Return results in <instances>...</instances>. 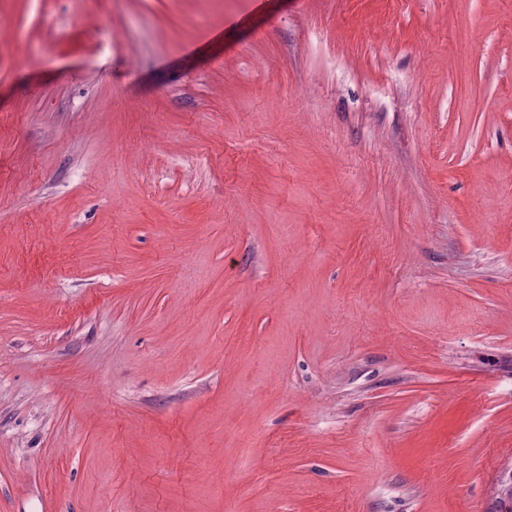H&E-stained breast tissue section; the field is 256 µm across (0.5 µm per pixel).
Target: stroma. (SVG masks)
I'll use <instances>...</instances> for the list:
<instances>
[{"mask_svg":"<svg viewBox=\"0 0 512 512\" xmlns=\"http://www.w3.org/2000/svg\"><path fill=\"white\" fill-rule=\"evenodd\" d=\"M0 0V512H491L512 0Z\"/></svg>","mask_w":512,"mask_h":512,"instance_id":"obj_1","label":"stroma"}]
</instances>
